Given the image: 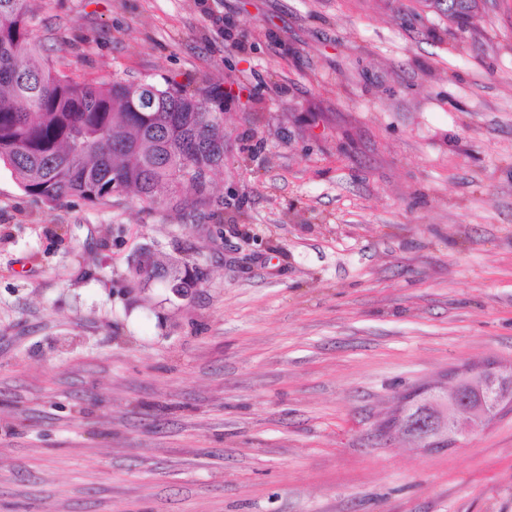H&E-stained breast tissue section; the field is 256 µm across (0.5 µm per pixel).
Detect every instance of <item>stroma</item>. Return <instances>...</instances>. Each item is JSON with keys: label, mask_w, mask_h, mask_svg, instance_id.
<instances>
[{"label": "stroma", "mask_w": 512, "mask_h": 512, "mask_svg": "<svg viewBox=\"0 0 512 512\" xmlns=\"http://www.w3.org/2000/svg\"><path fill=\"white\" fill-rule=\"evenodd\" d=\"M99 81L224 115L211 212L56 207L0 165V512H512V413L440 452L378 436L512 365V0H30ZM149 246L189 301L129 290ZM431 7L434 8L436 5L442 3V1L446 4V11L450 12V23L456 25V27L460 30H467L477 15L476 12H479L481 9V5L483 0H474L472 3L474 5V11L472 12L469 8L467 0H427Z\"/></svg>", "instance_id": "obj_1"}]
</instances>
